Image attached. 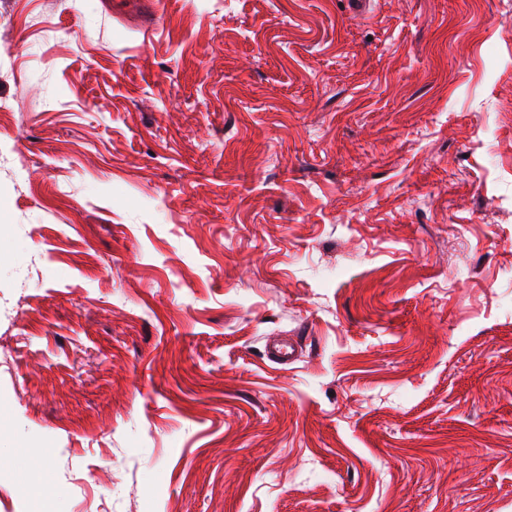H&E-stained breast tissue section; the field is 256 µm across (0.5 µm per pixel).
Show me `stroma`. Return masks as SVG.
Instances as JSON below:
<instances>
[{
    "instance_id": "stroma-1",
    "label": "stroma",
    "mask_w": 512,
    "mask_h": 512,
    "mask_svg": "<svg viewBox=\"0 0 512 512\" xmlns=\"http://www.w3.org/2000/svg\"><path fill=\"white\" fill-rule=\"evenodd\" d=\"M164 8L0 0V512H512V0Z\"/></svg>"
}]
</instances>
